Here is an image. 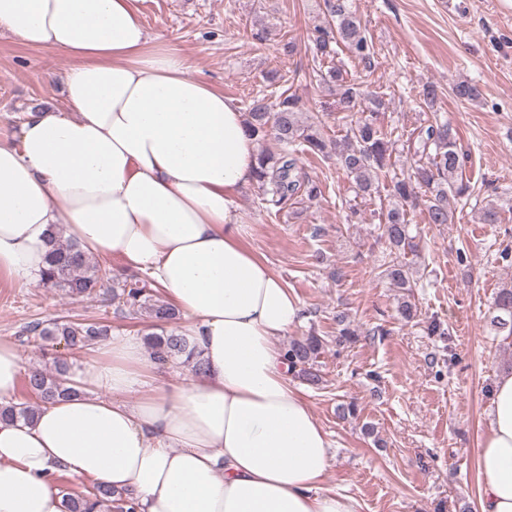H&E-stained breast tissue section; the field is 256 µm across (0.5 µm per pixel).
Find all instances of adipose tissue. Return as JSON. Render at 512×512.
<instances>
[{
	"instance_id": "ef3b65f1",
	"label": "adipose tissue",
	"mask_w": 512,
	"mask_h": 512,
	"mask_svg": "<svg viewBox=\"0 0 512 512\" xmlns=\"http://www.w3.org/2000/svg\"><path fill=\"white\" fill-rule=\"evenodd\" d=\"M0 30L80 60L65 110L27 112L0 143V273L36 285L62 227L147 274L205 364L167 382L140 337H113L75 395L0 419V512H63L62 472L131 493L138 512H360L324 484L329 435L276 343L304 306L241 243L235 197L257 167L244 112L150 46L137 0H0ZM477 465L481 512H512V373Z\"/></svg>"
}]
</instances>
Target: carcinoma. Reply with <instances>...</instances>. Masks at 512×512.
I'll return each instance as SVG.
<instances>
[{
    "mask_svg": "<svg viewBox=\"0 0 512 512\" xmlns=\"http://www.w3.org/2000/svg\"><path fill=\"white\" fill-rule=\"evenodd\" d=\"M325 26L317 29L314 40L316 53L334 58L336 47L343 46L371 70L375 67L374 52L363 34L359 16L348 8L346 0H324ZM318 81L339 90V110L348 126L344 138L327 143L316 122L304 117L301 99L288 91L275 89L277 76L267 77L272 91L252 97L246 104L247 131L256 142L272 140L279 145L276 152L257 154L256 184L261 203L268 208L284 210L295 204L312 202L321 195L320 186L299 166V155L328 154L333 147L336 160L353 181L356 192L374 197L380 190L391 199L382 210L381 236L390 248V260L382 275L390 284L402 290L397 300V311L407 322L417 315L413 288L416 282L410 265L401 260L406 252L416 251L410 235L409 210L424 205L430 224H450L454 213L449 197L470 199L474 187L463 179L462 169L467 154L458 143L456 133L448 121L433 117L420 127L416 138L407 145L415 157L413 177H399L391 173L390 159L394 141L377 125V117L385 102L376 92H365L347 82L344 70L331 65L316 71ZM41 282L75 298L117 301L130 309L148 311L162 333H151L148 346L152 359L167 363L179 359L195 374L204 371L200 352L190 338L163 326L176 318V308L153 294L151 281L137 277L117 283L112 269L89 258L80 245L62 237L60 231L50 235L47 268ZM496 315L492 323L498 332L512 336V288L501 289L494 301ZM28 341L38 345L62 337L73 349H83L104 341L111 335L110 326L97 321L36 322L24 329ZM325 340L314 334L293 340L286 350V359L292 374L310 386L322 383L319 358L324 353ZM66 359L54 361L53 369L33 368L25 374L23 390L31 397L29 402L12 403L0 408V414L25 422L34 420L39 409L65 397L74 390L65 386L68 373ZM106 512H135L134 499L96 485L82 496L63 494L64 512H94L95 506Z\"/></svg>",
    "mask_w": 512,
    "mask_h": 512,
    "instance_id": "1",
    "label": "carcinoma"
}]
</instances>
